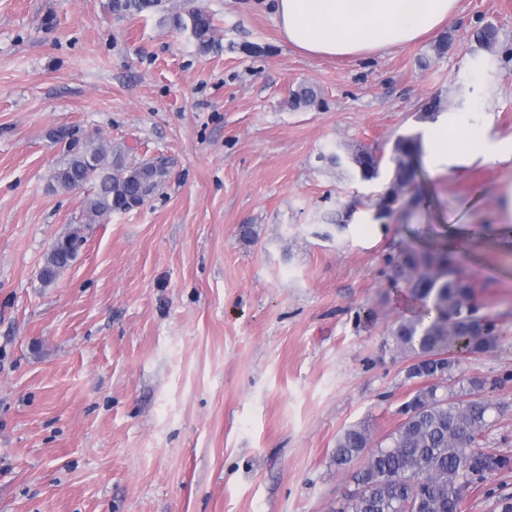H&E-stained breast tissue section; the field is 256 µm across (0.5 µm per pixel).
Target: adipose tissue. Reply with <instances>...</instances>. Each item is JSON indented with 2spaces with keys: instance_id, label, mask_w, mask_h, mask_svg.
I'll list each match as a JSON object with an SVG mask.
<instances>
[{
  "instance_id": "ef3b65f1",
  "label": "adipose tissue",
  "mask_w": 512,
  "mask_h": 512,
  "mask_svg": "<svg viewBox=\"0 0 512 512\" xmlns=\"http://www.w3.org/2000/svg\"><path fill=\"white\" fill-rule=\"evenodd\" d=\"M460 0H273L281 36L298 51L320 58L367 60L434 33ZM489 123L464 112H444L422 130L421 164L439 178L474 163L512 158L494 142Z\"/></svg>"
}]
</instances>
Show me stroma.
Wrapping results in <instances>:
<instances>
[{"mask_svg":"<svg viewBox=\"0 0 512 512\" xmlns=\"http://www.w3.org/2000/svg\"><path fill=\"white\" fill-rule=\"evenodd\" d=\"M197 3L217 27L206 52L170 21L181 0H0V512H335L354 471L338 436L365 421L383 440L418 386L389 336L418 303L385 258L454 234L506 335L460 371L493 405L481 446L512 458V161L421 174L427 205L382 224L380 182L320 159L390 154L435 96L512 144V0H461L443 56L432 36L364 61L295 50L265 0ZM488 22L493 54L470 42ZM302 84L323 107L289 106ZM90 133L169 175L86 225L46 287L86 196L51 176ZM340 202L356 212L334 232L319 218ZM506 495L512 470L491 472L461 512ZM80 232V227H76L64 236L69 240V249H66V241H56L54 243V247L65 249L63 251L51 246L40 271V280L44 286L53 284L61 272L75 260L85 241L84 236Z\"/></svg>","mask_w":512,"mask_h":512,"instance_id":"1","label":"stroma"}]
</instances>
